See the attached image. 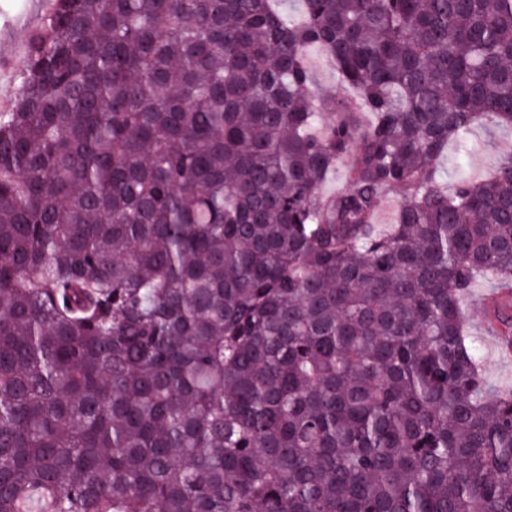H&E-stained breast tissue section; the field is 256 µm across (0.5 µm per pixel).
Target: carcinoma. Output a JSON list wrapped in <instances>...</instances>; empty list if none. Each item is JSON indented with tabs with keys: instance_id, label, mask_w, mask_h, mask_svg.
<instances>
[{
	"instance_id": "carcinoma-1",
	"label": "carcinoma",
	"mask_w": 512,
	"mask_h": 512,
	"mask_svg": "<svg viewBox=\"0 0 512 512\" xmlns=\"http://www.w3.org/2000/svg\"><path fill=\"white\" fill-rule=\"evenodd\" d=\"M304 4L53 0L32 35L0 112V512H512V390L464 309L493 278L512 348V156L451 192L438 166L512 126V0ZM307 62L314 75L319 92L336 89V74L320 51L311 52Z\"/></svg>"
}]
</instances>
